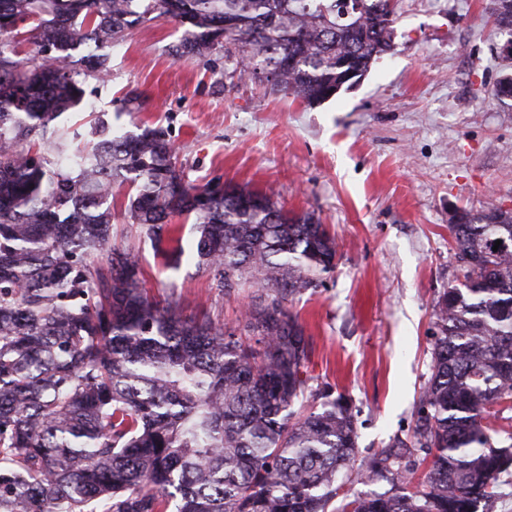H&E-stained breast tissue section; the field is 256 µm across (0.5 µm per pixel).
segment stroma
Instances as JSON below:
<instances>
[{"label":"stroma","mask_w":512,"mask_h":512,"mask_svg":"<svg viewBox=\"0 0 512 512\" xmlns=\"http://www.w3.org/2000/svg\"><path fill=\"white\" fill-rule=\"evenodd\" d=\"M490 7L398 0L393 51L315 105L233 76L223 51L176 56L185 28L164 18L112 48L108 78L74 67L97 108L69 114L72 130L86 133L98 113L129 130L162 128L191 182L273 190L285 210L314 213L335 233L334 271L288 307L312 337L310 386H332L358 411L360 466L412 434L435 304L463 280L452 210H512V99L494 94L512 59ZM113 193V240L138 253L150 296L234 326L246 290L219 293L187 255L164 266L128 223L131 187Z\"/></svg>","instance_id":"35a3bbf8"}]
</instances>
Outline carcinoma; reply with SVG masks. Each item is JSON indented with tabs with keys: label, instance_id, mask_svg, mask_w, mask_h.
Returning a JSON list of instances; mask_svg holds the SVG:
<instances>
[{
	"label": "carcinoma",
	"instance_id": "carcinoma-1",
	"mask_svg": "<svg viewBox=\"0 0 512 512\" xmlns=\"http://www.w3.org/2000/svg\"><path fill=\"white\" fill-rule=\"evenodd\" d=\"M493 4L512 37V0ZM157 18L186 27L177 55L235 52L238 76L309 104L394 47L388 0H0V39L27 24L37 47L14 59L0 42V512H479L512 467L484 424L512 399V211L448 225L466 273L437 302L412 438L356 472L386 490L344 492L357 414L309 388L287 307L334 270L336 236L272 193L247 207L190 184L161 128L98 118L74 147L61 120L84 99L73 52L107 75L105 49ZM118 182L167 264L185 253L174 218L194 216L214 287L251 288L237 326L147 296L139 256L112 243Z\"/></svg>",
	"mask_w": 512,
	"mask_h": 512
}]
</instances>
